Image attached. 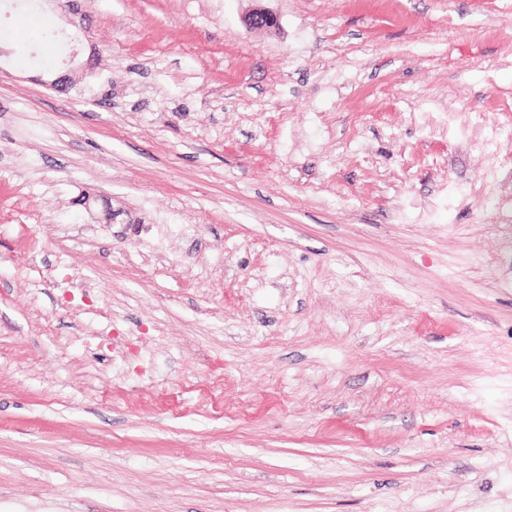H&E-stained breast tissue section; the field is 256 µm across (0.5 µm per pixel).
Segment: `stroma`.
<instances>
[{
  "instance_id": "35a3bbf8",
  "label": "stroma",
  "mask_w": 512,
  "mask_h": 512,
  "mask_svg": "<svg viewBox=\"0 0 512 512\" xmlns=\"http://www.w3.org/2000/svg\"><path fill=\"white\" fill-rule=\"evenodd\" d=\"M0 512H512V0H0Z\"/></svg>"
}]
</instances>
